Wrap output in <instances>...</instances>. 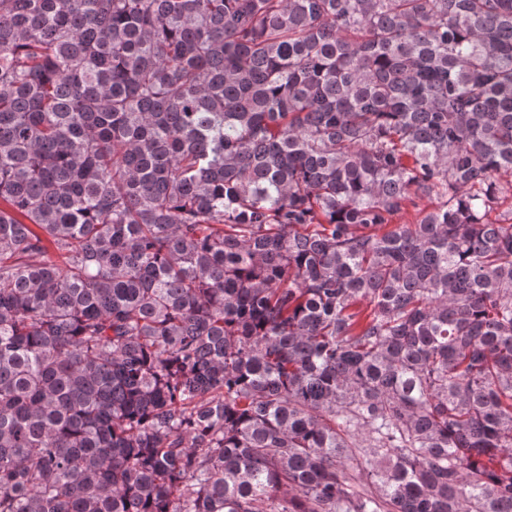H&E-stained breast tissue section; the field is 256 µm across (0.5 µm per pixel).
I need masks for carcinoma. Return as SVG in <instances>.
Wrapping results in <instances>:
<instances>
[{
	"mask_svg": "<svg viewBox=\"0 0 512 512\" xmlns=\"http://www.w3.org/2000/svg\"><path fill=\"white\" fill-rule=\"evenodd\" d=\"M0 512H512V0H0Z\"/></svg>",
	"mask_w": 512,
	"mask_h": 512,
	"instance_id": "1",
	"label": "carcinoma"
}]
</instances>
